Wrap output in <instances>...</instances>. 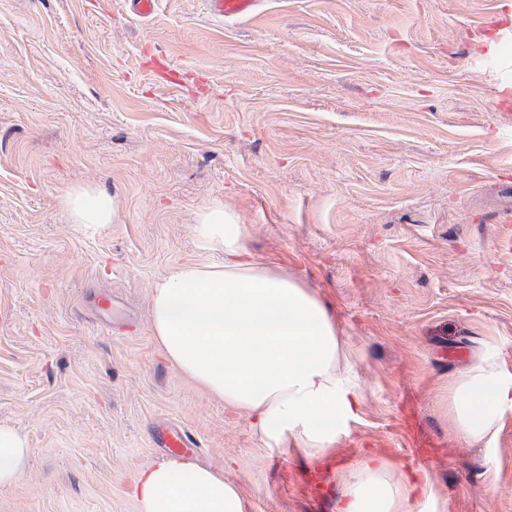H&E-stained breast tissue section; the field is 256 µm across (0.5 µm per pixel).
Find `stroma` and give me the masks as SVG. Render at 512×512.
Returning <instances> with one entry per match:
<instances>
[{"label":"stroma","instance_id":"1","mask_svg":"<svg viewBox=\"0 0 512 512\" xmlns=\"http://www.w3.org/2000/svg\"><path fill=\"white\" fill-rule=\"evenodd\" d=\"M511 86L512 0H265L237 23L0 0V423L31 448L0 512H136L164 422L249 512H335L365 454L426 474L441 512H512V413L473 444L446 411L479 358L512 371ZM79 185L113 223H68ZM214 203L336 317L362 400L322 462L267 447L152 334L155 282L224 259L194 232ZM69 224L87 232L111 224L116 214V203L106 191L92 188H74L61 200Z\"/></svg>","mask_w":512,"mask_h":512}]
</instances>
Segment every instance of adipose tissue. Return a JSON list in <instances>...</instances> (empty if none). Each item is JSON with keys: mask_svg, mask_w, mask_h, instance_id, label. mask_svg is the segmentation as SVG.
I'll use <instances>...</instances> for the list:
<instances>
[{"mask_svg": "<svg viewBox=\"0 0 512 512\" xmlns=\"http://www.w3.org/2000/svg\"><path fill=\"white\" fill-rule=\"evenodd\" d=\"M61 205L68 222L88 232L116 214L111 194L92 188L69 190ZM195 230L200 249L223 251L224 260L185 263L155 283L150 320L157 343L226 411L248 413L263 440L324 458L357 418L362 398L355 372L339 368L335 315L299 282L249 260L244 229L223 204L202 210ZM447 408L456 434L488 440L512 411V372L492 357L479 359L450 385ZM30 453L20 432L0 423V490L17 482ZM416 492L426 512H438L426 477L395 474L370 456L353 469L336 512H409ZM130 495L137 512H248L222 472L182 454L139 469Z\"/></svg>", "mask_w": 512, "mask_h": 512, "instance_id": "adipose-tissue-1", "label": "adipose tissue"}]
</instances>
